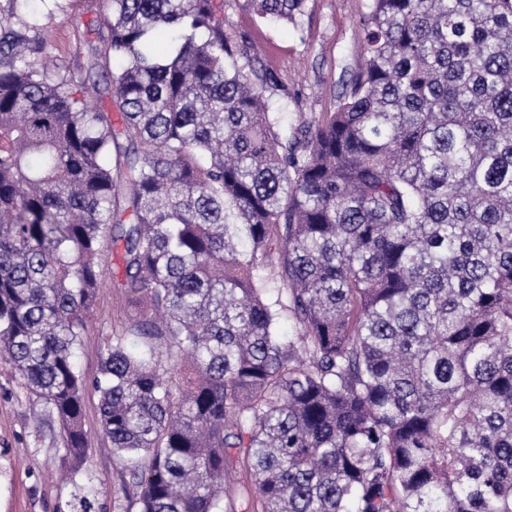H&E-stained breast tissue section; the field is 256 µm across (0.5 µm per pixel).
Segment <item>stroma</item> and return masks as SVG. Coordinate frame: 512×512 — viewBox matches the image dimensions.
Here are the masks:
<instances>
[{"label": "stroma", "instance_id": "stroma-1", "mask_svg": "<svg viewBox=\"0 0 512 512\" xmlns=\"http://www.w3.org/2000/svg\"><path fill=\"white\" fill-rule=\"evenodd\" d=\"M366 0H308L301 25L265 22L227 0L224 17L237 39L253 45L284 90L271 96L272 105H287L283 121L298 126L334 111L344 83L355 70L361 52L358 20ZM29 8L48 14L56 55L72 57L91 21L100 19L99 0H64L63 11L48 13L45 0H30ZM123 294L113 286L101 289L86 336L75 353L86 379L98 371L104 338L127 317ZM98 395L85 390L84 423L89 452L76 479L67 480L59 426L45 405L22 385L0 359V512H134L122 490V461L99 431Z\"/></svg>", "mask_w": 512, "mask_h": 512}]
</instances>
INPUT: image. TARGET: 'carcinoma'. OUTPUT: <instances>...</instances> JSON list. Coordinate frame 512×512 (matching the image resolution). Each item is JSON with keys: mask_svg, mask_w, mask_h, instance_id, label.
I'll return each instance as SVG.
<instances>
[{"mask_svg": "<svg viewBox=\"0 0 512 512\" xmlns=\"http://www.w3.org/2000/svg\"><path fill=\"white\" fill-rule=\"evenodd\" d=\"M101 3L67 61L0 0V356L71 474L116 252L94 388L137 512H512V0H367L291 132L215 0ZM116 264V255L108 258L105 266L106 286L100 290L87 334L75 353L76 362L88 382L97 375L103 339L112 336V331L121 329L128 313L123 294L112 285V272Z\"/></svg>", "mask_w": 512, "mask_h": 512, "instance_id": "cac0c4a2", "label": "carcinoma"}]
</instances>
